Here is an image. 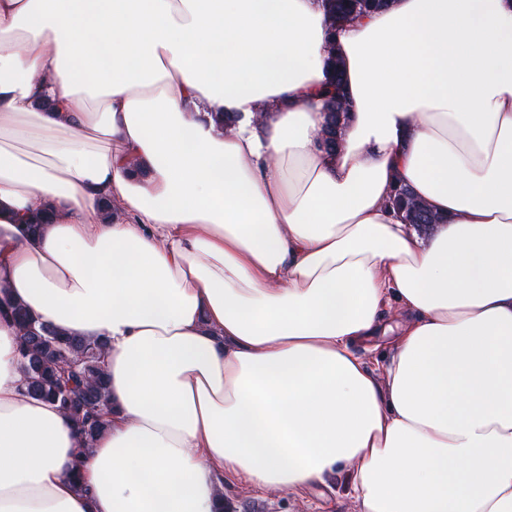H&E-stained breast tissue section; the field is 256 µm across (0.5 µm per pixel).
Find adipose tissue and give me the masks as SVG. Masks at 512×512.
<instances>
[{"mask_svg": "<svg viewBox=\"0 0 512 512\" xmlns=\"http://www.w3.org/2000/svg\"><path fill=\"white\" fill-rule=\"evenodd\" d=\"M0 286L107 338L110 396L83 444L0 318V512L337 475L358 512H512V0H0ZM332 24L382 7L386 0H324ZM327 114L328 122L322 144L325 148L332 149L336 146V134L342 125L341 120L345 118L342 101L334 98L329 104ZM393 203L403 211L408 224H416V226L426 229L431 224H438L440 221V218L424 202L412 196L405 186H400L395 190Z\"/></svg>", "mask_w": 512, "mask_h": 512, "instance_id": "obj_1", "label": "adipose tissue"}]
</instances>
